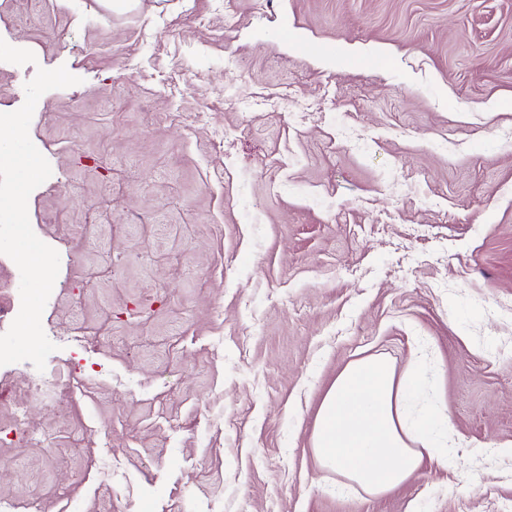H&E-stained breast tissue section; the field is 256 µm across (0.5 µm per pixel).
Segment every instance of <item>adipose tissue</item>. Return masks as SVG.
Listing matches in <instances>:
<instances>
[{"instance_id":"adipose-tissue-1","label":"adipose tissue","mask_w":512,"mask_h":512,"mask_svg":"<svg viewBox=\"0 0 512 512\" xmlns=\"http://www.w3.org/2000/svg\"><path fill=\"white\" fill-rule=\"evenodd\" d=\"M418 385L384 356L349 363L323 399L312 433L321 465L379 496L406 483L425 456L447 460V417L439 406L414 416Z\"/></svg>"}]
</instances>
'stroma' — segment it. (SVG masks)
Masks as SVG:
<instances>
[{"label":"stroma","mask_w":512,"mask_h":512,"mask_svg":"<svg viewBox=\"0 0 512 512\" xmlns=\"http://www.w3.org/2000/svg\"><path fill=\"white\" fill-rule=\"evenodd\" d=\"M0 38L81 79L29 126L70 394L0 366V501L512 512V0H0ZM19 287L0 254V334ZM370 355L453 444L381 496L311 449Z\"/></svg>","instance_id":"1"}]
</instances>
